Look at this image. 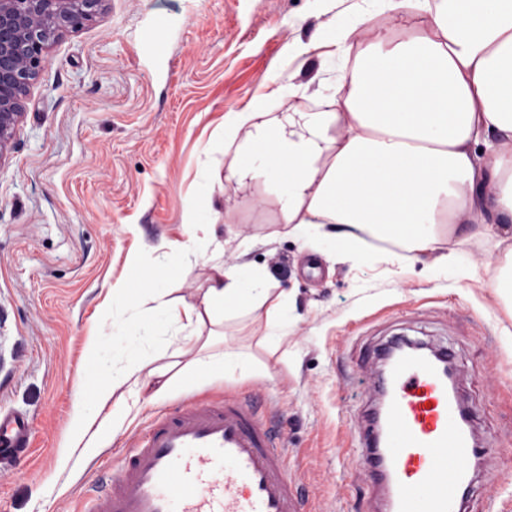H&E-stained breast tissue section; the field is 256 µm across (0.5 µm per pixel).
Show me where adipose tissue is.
I'll return each mask as SVG.
<instances>
[{"mask_svg": "<svg viewBox=\"0 0 512 512\" xmlns=\"http://www.w3.org/2000/svg\"><path fill=\"white\" fill-rule=\"evenodd\" d=\"M407 16L428 24L398 38H368V12ZM368 12H341L319 32L328 48L326 72L344 69L329 111L288 112L270 125V95L293 97L306 87L277 85L242 111L224 117L225 138L243 136L251 156L229 161L226 184L269 186L282 223L315 252L340 262L406 269L428 254V279L469 277L465 251L439 255L442 232L458 224L483 227L481 242L504 253L487 286L512 301V0H369ZM485 144V155L475 147ZM385 241L375 249L369 239ZM399 249H389V242ZM123 306L107 302L87 345L108 379L95 389L75 384L68 448L94 456L122 424L117 392L150 401L167 398L172 379L150 356L133 358L132 337L201 341L208 325L265 311L272 336L291 331L286 294L265 288L256 274L215 266L200 303H176L160 288L140 286Z\"/></svg>", "mask_w": 512, "mask_h": 512, "instance_id": "1", "label": "adipose tissue"}]
</instances>
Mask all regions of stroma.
I'll list each match as a JSON object with an SVG mask.
<instances>
[{"label": "stroma", "instance_id": "stroma-1", "mask_svg": "<svg viewBox=\"0 0 512 512\" xmlns=\"http://www.w3.org/2000/svg\"><path fill=\"white\" fill-rule=\"evenodd\" d=\"M328 19L321 0H105L52 43L0 162V407L28 417L33 443L29 461L0 462V512H82L86 488L156 411L227 393L265 401L313 512H369L373 477L353 426L375 396L371 353L395 337L453 351L485 450L471 512H512V303L486 286L502 258L462 224L442 243L469 255L473 275L457 285L427 282L418 265L396 277L335 262L248 206L253 190L225 187V156L208 148L274 76H314L316 59L288 46ZM191 238L196 251L180 253ZM218 261L287 291L291 333L269 342L262 313L226 323L208 354L244 358L250 374L182 378L160 403L128 399L96 456H64L74 383L106 378L86 336L112 285L195 303Z\"/></svg>", "mask_w": 512, "mask_h": 512}]
</instances>
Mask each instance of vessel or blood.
Here are the masks:
<instances>
[{
  "instance_id": "obj_1",
  "label": "vessel or blood",
  "mask_w": 512,
  "mask_h": 512,
  "mask_svg": "<svg viewBox=\"0 0 512 512\" xmlns=\"http://www.w3.org/2000/svg\"><path fill=\"white\" fill-rule=\"evenodd\" d=\"M378 393L383 429H359L381 512H464L470 464L482 449L463 402L439 364L421 351L393 350ZM31 424L0 409V455L27 460ZM92 512H308L288 451L251 394H228L157 414L130 445Z\"/></svg>"
}]
</instances>
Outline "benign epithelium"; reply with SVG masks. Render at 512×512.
<instances>
[{
    "instance_id": "1",
    "label": "benign epithelium",
    "mask_w": 512,
    "mask_h": 512,
    "mask_svg": "<svg viewBox=\"0 0 512 512\" xmlns=\"http://www.w3.org/2000/svg\"><path fill=\"white\" fill-rule=\"evenodd\" d=\"M105 0H0V161L22 121L30 86L61 33L94 20Z\"/></svg>"
}]
</instances>
